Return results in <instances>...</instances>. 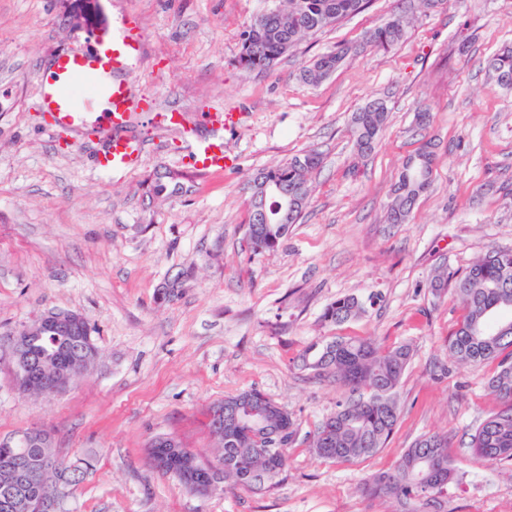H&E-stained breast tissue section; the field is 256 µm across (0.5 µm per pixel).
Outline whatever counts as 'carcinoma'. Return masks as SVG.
Returning <instances> with one entry per match:
<instances>
[{
  "label": "carcinoma",
  "instance_id": "cac0c4a2",
  "mask_svg": "<svg viewBox=\"0 0 512 512\" xmlns=\"http://www.w3.org/2000/svg\"><path fill=\"white\" fill-rule=\"evenodd\" d=\"M370 0H271L268 8L243 30L238 64L250 71H267L288 55L307 35H314L341 20L368 8ZM411 19L398 15L369 32L374 45L388 50L402 40ZM346 51L318 56L302 72L311 84L326 79L341 64ZM491 73L501 84L512 87V47H505L489 63ZM382 108L375 112L359 110L352 116V136L358 152L367 156L377 145L378 137L389 118V107L382 98H374ZM321 165L316 150L304 152L285 163L263 169L253 179V192L260 190L258 180L270 178L296 193L297 210L289 220L296 224L310 204V180ZM416 185L398 179L387 205L385 222L404 224L415 204L409 202ZM283 202L278 194L267 196L270 223L262 225L259 236L246 231L252 252L260 254L279 248L288 234V224L276 220V208ZM452 286L466 314L448 337V350L458 361L471 365L494 364L488 389L502 403V408L485 419L470 435L469 448L477 463L512 460V250H491L478 257L460 274H442L432 282L439 293ZM381 298L371 293L363 302L353 295L337 298L321 315L323 321L342 324L374 305ZM498 313L506 320L507 330L496 334L488 321ZM411 348L399 345L384 348L371 339L338 337L313 361L304 364L316 371H326L348 387L349 396L336 404V410L317 427L309 447L324 459L354 462L370 457L385 447L401 417L397 389L410 365ZM246 395L260 396L256 389L224 398V437L218 438L224 453V479L233 485L253 488L275 477L287 465V459H274L264 449L290 448L297 430L288 409L271 402V415L262 423L240 425L233 410ZM14 442L0 443V469L27 460L33 450L12 436ZM457 483L455 468L448 458V435L428 434L415 439L406 448L397 468L372 476L365 484L374 497L390 496L406 505L413 500L443 494Z\"/></svg>",
  "mask_w": 512,
  "mask_h": 512
}]
</instances>
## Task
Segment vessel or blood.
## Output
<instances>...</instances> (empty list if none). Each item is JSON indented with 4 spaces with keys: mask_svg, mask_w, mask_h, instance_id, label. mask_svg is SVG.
Returning a JSON list of instances; mask_svg holds the SVG:
<instances>
[{
    "mask_svg": "<svg viewBox=\"0 0 512 512\" xmlns=\"http://www.w3.org/2000/svg\"><path fill=\"white\" fill-rule=\"evenodd\" d=\"M143 50L142 35L121 22L90 48L57 54L44 78L50 89L36 101L48 117L49 130L71 128L102 140L96 167L107 176L137 167L145 152L143 141L129 131L135 111L146 99L135 82ZM240 120L235 112L211 114L214 133L192 147V166L205 172L236 168L238 158L226 149L223 134Z\"/></svg>",
    "mask_w": 512,
    "mask_h": 512,
    "instance_id": "1",
    "label": "vessel or blood"
}]
</instances>
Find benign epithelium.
Returning a JSON list of instances; mask_svg holds the SVG:
<instances>
[{
	"mask_svg": "<svg viewBox=\"0 0 512 512\" xmlns=\"http://www.w3.org/2000/svg\"><path fill=\"white\" fill-rule=\"evenodd\" d=\"M87 318L73 311H49L34 323L13 333L10 338V356L14 367L28 361L33 345L48 332H69L86 322ZM96 355H84L67 359L63 364L49 360L45 364V376L29 380L15 375L17 390L25 395L51 396L67 390L94 363ZM24 441L37 449L33 462L25 468H4L0 470V483L10 487L16 496L18 509H36V512H67V490L69 477L61 474L60 461L52 451L51 437L36 429L27 431ZM148 456L155 470L173 475L199 496L211 494L218 482L202 472L205 464L185 448L177 438L165 437L149 444ZM40 489L37 503L31 504L28 490L31 486Z\"/></svg>",
	"mask_w": 512,
	"mask_h": 512,
	"instance_id": "1",
	"label": "benign epithelium"
}]
</instances>
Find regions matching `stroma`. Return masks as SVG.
<instances>
[{"mask_svg": "<svg viewBox=\"0 0 512 512\" xmlns=\"http://www.w3.org/2000/svg\"><path fill=\"white\" fill-rule=\"evenodd\" d=\"M267 0H0V438L42 428L58 458L92 457L70 512H398L368 496L366 480L392 470L425 434L448 436L459 483L415 512H512V461L475 464L469 437L500 408L493 368L463 365L447 339L463 315L440 271L463 272L492 248L512 249V88L487 71L512 46V0H371L364 12L303 39L270 70L237 63L240 35ZM414 18L381 50L364 35L396 14ZM130 19L144 37L136 79L155 102L208 135L212 112H238L225 133L236 168L204 174L185 138L140 114L131 131L148 150L126 173L101 175L102 143L49 133L35 105L54 56L88 45ZM342 45L354 51L318 84L301 70ZM385 98L389 121L361 156L351 117ZM432 121L418 130L416 115ZM431 143V186L404 224L384 221L407 158ZM322 164L311 201L282 246L255 254L245 225L252 180L304 150ZM191 272L188 287L167 284ZM378 305L324 322L336 298ZM50 310L83 313L98 356L66 392L20 394L8 335ZM409 345L399 425L377 454L352 464L315 457L308 441L348 395L306 368L310 347L334 337ZM257 389L287 407L298 431L288 466L256 489L230 485L207 497L153 470L151 439L174 435L219 465L206 409Z\"/></svg>", "mask_w": 512, "mask_h": 512, "instance_id": "stroma-1", "label": "stroma"}]
</instances>
